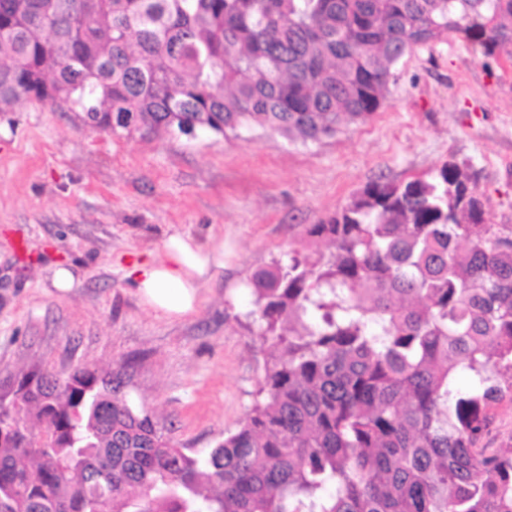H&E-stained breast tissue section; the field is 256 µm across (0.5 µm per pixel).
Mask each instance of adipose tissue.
Here are the masks:
<instances>
[{
  "instance_id": "1",
  "label": "adipose tissue",
  "mask_w": 512,
  "mask_h": 512,
  "mask_svg": "<svg viewBox=\"0 0 512 512\" xmlns=\"http://www.w3.org/2000/svg\"><path fill=\"white\" fill-rule=\"evenodd\" d=\"M211 261V254L174 236L166 244L162 258L135 261L128 275L145 305L179 318L195 310L200 282Z\"/></svg>"
}]
</instances>
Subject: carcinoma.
<instances>
[{
	"label": "carcinoma",
	"instance_id": "obj_1",
	"mask_svg": "<svg viewBox=\"0 0 512 512\" xmlns=\"http://www.w3.org/2000/svg\"><path fill=\"white\" fill-rule=\"evenodd\" d=\"M474 29L512 58V0H0V115L317 143ZM306 236L250 278L263 375L235 431L199 458L128 399V364H36L0 395V512H512V444L481 445L512 400V224L446 161Z\"/></svg>",
	"mask_w": 512,
	"mask_h": 512
}]
</instances>
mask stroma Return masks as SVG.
I'll list each match as a JSON object with an SVG mask.
<instances>
[{
  "label": "stroma",
  "instance_id": "obj_1",
  "mask_svg": "<svg viewBox=\"0 0 512 512\" xmlns=\"http://www.w3.org/2000/svg\"><path fill=\"white\" fill-rule=\"evenodd\" d=\"M448 160L475 174L492 222L512 224V62L485 58L474 31L406 55L372 119L307 145L115 133L65 106H16L0 115V393L38 363L64 376L129 360L131 398L207 452L245 419L261 378L252 272L301 250L305 227L366 184ZM177 234L223 244L224 264L196 311L169 319L127 272ZM59 264L76 277L63 297Z\"/></svg>",
  "mask_w": 512,
  "mask_h": 512
}]
</instances>
